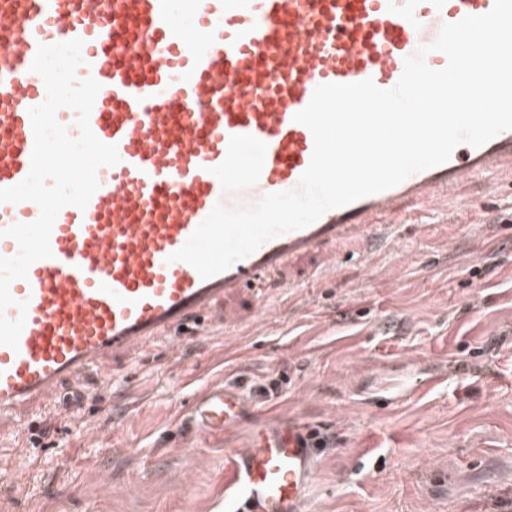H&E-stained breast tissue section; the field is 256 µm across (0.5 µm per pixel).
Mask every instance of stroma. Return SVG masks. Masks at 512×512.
Here are the masks:
<instances>
[{
    "mask_svg": "<svg viewBox=\"0 0 512 512\" xmlns=\"http://www.w3.org/2000/svg\"><path fill=\"white\" fill-rule=\"evenodd\" d=\"M467 194L464 219L427 215L366 263L344 250L265 312L234 299L238 334L217 311L208 336L63 382L0 441L16 474L0 512H225L224 454L261 412L319 431L316 512H512V195ZM442 364L444 383L375 406L384 382ZM211 385L251 409L229 433L193 420Z\"/></svg>",
    "mask_w": 512,
    "mask_h": 512,
    "instance_id": "1",
    "label": "stroma"
}]
</instances>
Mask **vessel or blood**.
<instances>
[{
  "instance_id": "b4317fda",
  "label": "vessel or blood",
  "mask_w": 512,
  "mask_h": 512,
  "mask_svg": "<svg viewBox=\"0 0 512 512\" xmlns=\"http://www.w3.org/2000/svg\"><path fill=\"white\" fill-rule=\"evenodd\" d=\"M494 0H190L194 32L176 0H0V188L31 167L29 110L46 98L31 64L39 45L78 38V79L101 85L93 134L116 145L85 209L60 210L50 258L12 282L8 319L25 317L17 348L0 345V427L115 356L138 357L178 330L207 335L209 314L236 294L296 292L324 278L336 251L398 239L413 212L446 209L465 185L512 177V130L386 191L325 213L264 243L208 279L169 262L215 205L249 207L297 186L314 147L294 120L317 86L366 79L395 86L404 60L443 23L491 10ZM39 216L31 201L0 203V257L19 247L2 229ZM26 302L19 311L18 302ZM202 433L247 415L224 387L197 396ZM307 432L265 419L249 447L224 456L230 512H308L316 463Z\"/></svg>"
}]
</instances>
